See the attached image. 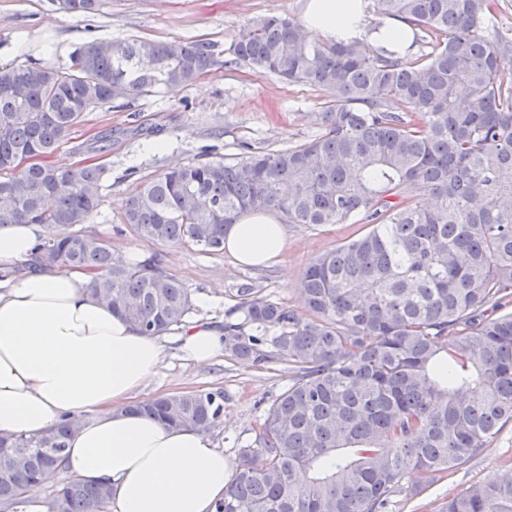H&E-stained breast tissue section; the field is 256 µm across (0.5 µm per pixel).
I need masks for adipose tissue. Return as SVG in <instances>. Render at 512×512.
Here are the masks:
<instances>
[{
    "mask_svg": "<svg viewBox=\"0 0 512 512\" xmlns=\"http://www.w3.org/2000/svg\"><path fill=\"white\" fill-rule=\"evenodd\" d=\"M303 33L319 41L368 38L398 54L413 32L399 20L366 32L367 0H305ZM50 229L0 224V268L29 261ZM288 242L269 211L247 212L224 234L237 263L261 266ZM79 269H42L0 282V434L30 435L71 420L65 470L83 482H112V512H215L232 469L207 432L172 428L128 410L157 377L163 349L86 288ZM188 360L224 354L223 334L206 323L183 331Z\"/></svg>",
    "mask_w": 512,
    "mask_h": 512,
    "instance_id": "adipose-tissue-1",
    "label": "adipose tissue"
}]
</instances>
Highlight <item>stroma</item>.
<instances>
[{"label": "stroma", "instance_id": "obj_1", "mask_svg": "<svg viewBox=\"0 0 512 512\" xmlns=\"http://www.w3.org/2000/svg\"><path fill=\"white\" fill-rule=\"evenodd\" d=\"M304 0H103L99 11L64 12L57 0H0V66L38 61L62 66L84 42L139 39L155 42L205 40L213 43L221 66L179 91L140 98L130 105L111 104L88 113L51 157L54 165L80 168L101 165L107 178L97 210L76 225V232L106 239L123 258L154 257L188 288L193 309L189 321L223 327L224 315L240 302L248 286L273 300L299 307V281L311 262L366 232L363 224H286L288 248L266 267L236 264L225 253L203 254L180 244H154L122 224L130 194L142 182L178 164L234 163L255 152L285 149L318 131L321 99L312 87L287 83L241 63L224 66L228 48L243 26L282 15L302 20ZM107 137L110 148L93 143ZM160 139L164 150H150ZM160 373L140 400L162 395L221 389L224 411L209 431L227 459L251 443L254 429L275 398L287 387L288 373L258 372L221 357L207 365L184 359L179 332L161 335ZM512 469V423L495 435L467 465L419 496L404 480L386 512H434L459 490L488 482Z\"/></svg>", "mask_w": 512, "mask_h": 512}]
</instances>
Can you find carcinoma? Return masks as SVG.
I'll list each match as a JSON object with an SVG mask.
<instances>
[{
    "mask_svg": "<svg viewBox=\"0 0 512 512\" xmlns=\"http://www.w3.org/2000/svg\"><path fill=\"white\" fill-rule=\"evenodd\" d=\"M92 13L99 0H60ZM498 0H373L429 51L415 57L364 40L308 43L297 22L246 25L224 65L246 62L323 97L320 132L236 163L173 167L141 183L122 216L143 240L224 250L247 211L292 224L370 230L305 270L295 309L243 289V318L224 322V353L293 377L240 450L215 512H384L407 476L414 494L466 465L512 421V30L486 36ZM148 59L151 67L140 62ZM218 65L213 44L86 42L66 66H0V224H82L99 206L104 169L47 158L86 113ZM419 184L430 202L407 196ZM40 267L96 270V298L158 336L191 309L156 258L131 263L97 236L67 233L36 248ZM224 392L164 395L134 410L171 427L209 429ZM71 425L2 436L0 512L57 475ZM107 481H67L52 512H109ZM438 512H512V474L474 483Z\"/></svg>",
    "mask_w": 512,
    "mask_h": 512,
    "instance_id": "cac0c4a2",
    "label": "carcinoma"
}]
</instances>
